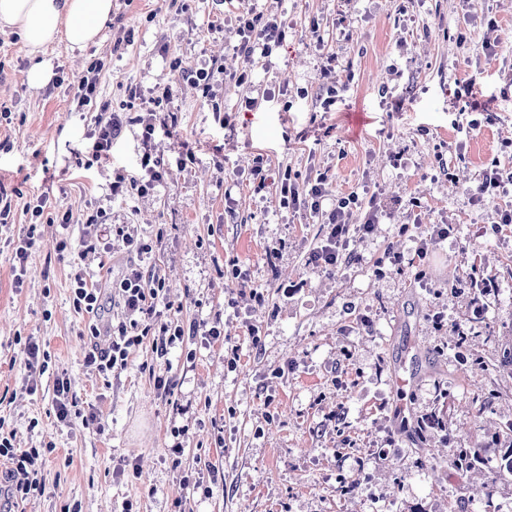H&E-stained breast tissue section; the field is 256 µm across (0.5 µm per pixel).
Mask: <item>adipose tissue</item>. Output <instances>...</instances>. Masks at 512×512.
<instances>
[{"instance_id": "1", "label": "adipose tissue", "mask_w": 512, "mask_h": 512, "mask_svg": "<svg viewBox=\"0 0 512 512\" xmlns=\"http://www.w3.org/2000/svg\"><path fill=\"white\" fill-rule=\"evenodd\" d=\"M112 20V0H0V33L19 36L32 64L27 72L30 90L45 87L53 66L48 47L66 42L83 50L97 44Z\"/></svg>"}]
</instances>
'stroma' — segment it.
<instances>
[{"instance_id": "obj_1", "label": "stroma", "mask_w": 512, "mask_h": 512, "mask_svg": "<svg viewBox=\"0 0 512 512\" xmlns=\"http://www.w3.org/2000/svg\"><path fill=\"white\" fill-rule=\"evenodd\" d=\"M115 0L99 44L51 46L55 79L31 92V65L17 35H0V187L14 208L0 226V425L17 448L43 449V495L18 512H512V481L486 504L478 471L456 483L445 436L496 450L490 439L512 420V397L483 421L471 405L492 380L475 356L512 345V186L476 198L490 165L512 171V0ZM266 9L286 38L269 57L238 51L237 17ZM496 44L494 55L481 42ZM336 72L322 77L328 58ZM95 99L74 101L92 61ZM221 66L213 95L185 77ZM248 73L250 88L235 74ZM476 77L471 97L458 80ZM137 89L130 98L129 89ZM170 99L154 100L162 92ZM257 106L246 107L247 93ZM123 119L110 165L92 159L101 103ZM173 119L152 144L163 181L143 194H111L135 174L147 146L137 116ZM193 160L181 163L182 152ZM271 180L255 191L251 169ZM324 177L332 198L355 195L352 223L371 205L374 232L353 237L337 268L308 261L327 226L321 215L281 205L278 185ZM67 211L70 230L40 224L23 287L13 281V241L29 224L27 202ZM98 215L107 230L94 253H56ZM429 224L448 236L416 248ZM130 232L146 253L122 239ZM401 262H393L392 254ZM136 264L146 287L164 281L163 323L219 325L157 355L152 338L132 347L125 368L105 373L84 361L88 315L73 305L71 275L82 268L106 300L103 318L122 320L114 282ZM425 278H418V271ZM494 284L476 296L472 272ZM470 331L465 347L455 329ZM258 327L253 345L250 327ZM46 353L45 370L24 365L22 341ZM414 362L405 408L392 383ZM171 380L170 395L154 389ZM71 382L82 414L58 421L54 385ZM448 393V424L432 414ZM181 445L180 465L169 450ZM388 447L385 458L374 449Z\"/></svg>"}]
</instances>
